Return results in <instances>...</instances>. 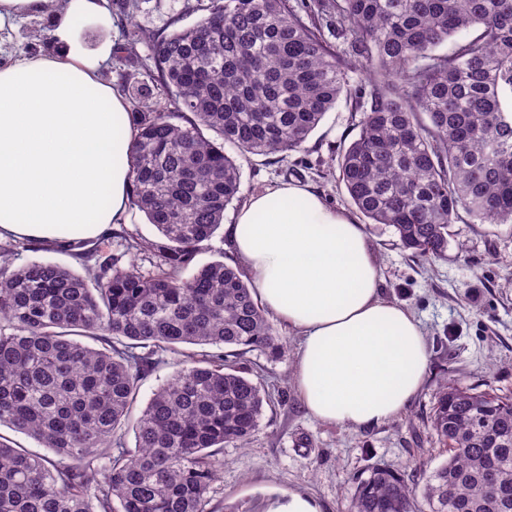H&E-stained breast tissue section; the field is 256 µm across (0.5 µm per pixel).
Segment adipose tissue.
<instances>
[{"label":"adipose tissue","mask_w":512,"mask_h":512,"mask_svg":"<svg viewBox=\"0 0 512 512\" xmlns=\"http://www.w3.org/2000/svg\"><path fill=\"white\" fill-rule=\"evenodd\" d=\"M107 0H0V30L51 19L57 48L0 62V241H91L128 220L125 156L136 130L107 75L112 42L76 36L108 19ZM225 231L259 305L300 338L293 384L318 420L366 429L400 416L423 387L427 340L385 300L362 224L312 187L251 195Z\"/></svg>","instance_id":"ef3b65f1"}]
</instances>
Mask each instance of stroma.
<instances>
[{"label":"stroma","mask_w":512,"mask_h":512,"mask_svg":"<svg viewBox=\"0 0 512 512\" xmlns=\"http://www.w3.org/2000/svg\"><path fill=\"white\" fill-rule=\"evenodd\" d=\"M129 0H109V22H89L77 31L87 49L100 42H124L130 27L164 29L171 19L188 26L200 19L197 0H139L129 12ZM49 31V19L23 20L0 31V53L48 51L50 41L31 35L32 28ZM358 113L338 100L303 148L288 153L237 157L241 194L250 196L289 182L311 185L334 206L352 204L335 159L358 135ZM380 261L384 297L410 310L421 322L429 368L421 392L405 413L378 426L351 430L315 419L300 401L292 382L298 338L287 330L280 357L260 351L245 355L247 366L271 389L286 391L285 403L266 408L260 429L245 447H225L218 477L208 497L219 512H265L267 501L294 491L314 497L322 512H346L357 477L375 467L403 469L419 455L432 465L446 457L430 423L438 387L448 381L478 392L512 396V224H481L459 213L451 224L445 258L412 256L398 243L392 229L367 225ZM14 266L49 260L87 275L97 255L77 257L72 250L42 243L14 241Z\"/></svg>","instance_id":"obj_1"}]
</instances>
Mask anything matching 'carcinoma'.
Here are the masks:
<instances>
[{
    "label": "carcinoma",
    "instance_id": "cac0c4a2",
    "mask_svg": "<svg viewBox=\"0 0 512 512\" xmlns=\"http://www.w3.org/2000/svg\"><path fill=\"white\" fill-rule=\"evenodd\" d=\"M203 10L169 33L132 28L119 47L146 44L165 95L160 104L146 83L123 82L137 131L129 207L164 239L130 236L126 250L154 253L156 270L110 255L90 281L51 261L11 270L0 246V425L52 453L0 435V512H212L224 447L248 445L273 401L224 353L182 346L284 349L239 267H194L239 200L225 147L297 151L343 96L361 116L339 179L368 223L430 260L447 255L461 209L512 223V0H208ZM356 68L368 75L358 92ZM160 351L177 369L133 420ZM129 423L133 448L117 438ZM432 425L448 457L425 482L374 467L349 512H512V400L445 383Z\"/></svg>",
    "mask_w": 512,
    "mask_h": 512
}]
</instances>
